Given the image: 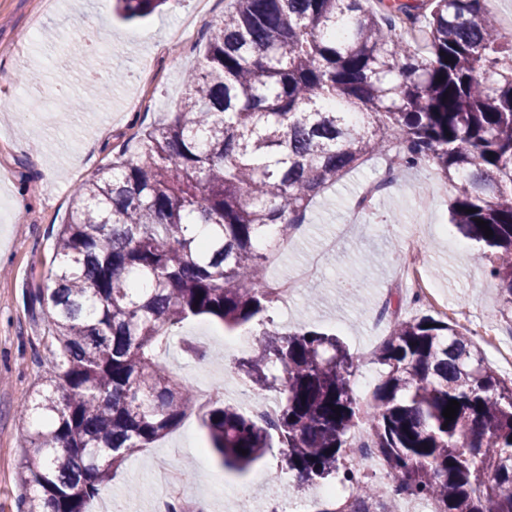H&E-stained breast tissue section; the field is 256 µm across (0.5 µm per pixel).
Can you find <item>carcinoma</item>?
<instances>
[{"label": "carcinoma", "instance_id": "1", "mask_svg": "<svg viewBox=\"0 0 512 512\" xmlns=\"http://www.w3.org/2000/svg\"><path fill=\"white\" fill-rule=\"evenodd\" d=\"M165 2L113 10L134 21ZM485 2L229 4L178 111L85 181L56 233L58 263L36 295L51 361L24 405L35 451L19 472L20 512H86L128 454L178 426L194 390L157 349L192 317L230 335L271 322L260 242L273 225L288 240L315 198L376 158L393 178L428 161L451 184V223L484 247L512 322V40ZM397 21L417 35L395 36ZM382 315L392 331L369 404L336 335L265 329L238 369L278 393L274 419L217 400L201 415L209 448L242 475L276 438L298 485L340 480L363 418L396 496L434 512H512V379L454 323ZM338 512L391 510L367 479Z\"/></svg>", "mask_w": 512, "mask_h": 512}]
</instances>
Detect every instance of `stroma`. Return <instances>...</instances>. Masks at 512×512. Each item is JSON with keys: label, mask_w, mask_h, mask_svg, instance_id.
Here are the masks:
<instances>
[{"label": "stroma", "mask_w": 512, "mask_h": 512, "mask_svg": "<svg viewBox=\"0 0 512 512\" xmlns=\"http://www.w3.org/2000/svg\"><path fill=\"white\" fill-rule=\"evenodd\" d=\"M225 5L210 0L204 11L199 0H168L152 15L124 22L105 0H59L47 14L42 0H0V512H18V470L32 451L31 419L22 405L41 383L51 344L47 312L34 304L33 293L55 268V235L77 188L177 110L183 78L196 67L208 28ZM191 17L198 23L186 41L178 30ZM141 94L152 106L132 110ZM35 154L44 167L32 163ZM384 165L375 159L317 198L302 233L267 267L268 278L282 280L320 258L321 272L298 284L287 307H274L273 325L337 334L358 364L355 393L363 400L380 380L374 358L389 336L388 326L378 323L381 303L400 302L406 317L422 312L406 299L395 256L421 248L430 279L449 303L495 316L500 303L498 282L474 258L479 243L463 239L449 221L452 189L435 170L402 172L371 208L356 211L362 187ZM18 193L26 201L20 211L13 205ZM331 237L335 250L322 251ZM494 325L502 342L512 341L511 323L496 316ZM177 335L206 352L202 360L178 347L162 352L183 381L196 389L223 387L225 402L245 410L260 401L236 369L247 350L222 324L200 316L181 324ZM281 466L282 450L273 447L253 472L224 471L194 412L128 456L89 509L154 512L165 469L182 474V497L206 504L207 512H227L239 501L251 512H291L299 502H318L335 484L331 478L312 487L291 482L278 494L266 482L254 483V474L267 479Z\"/></svg>", "instance_id": "1"}]
</instances>
